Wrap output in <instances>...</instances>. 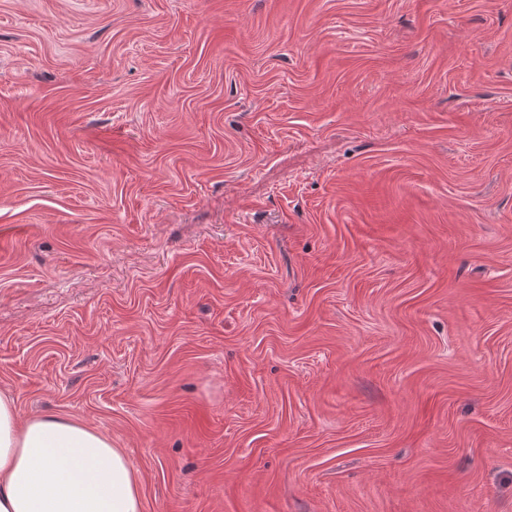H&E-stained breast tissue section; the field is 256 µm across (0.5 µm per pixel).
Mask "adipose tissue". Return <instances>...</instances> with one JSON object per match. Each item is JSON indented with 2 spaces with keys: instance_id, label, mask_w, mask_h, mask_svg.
Returning <instances> with one entry per match:
<instances>
[{
  "instance_id": "obj_1",
  "label": "adipose tissue",
  "mask_w": 512,
  "mask_h": 512,
  "mask_svg": "<svg viewBox=\"0 0 512 512\" xmlns=\"http://www.w3.org/2000/svg\"><path fill=\"white\" fill-rule=\"evenodd\" d=\"M0 512H141L138 479L122 449L75 420H19L0 393Z\"/></svg>"
}]
</instances>
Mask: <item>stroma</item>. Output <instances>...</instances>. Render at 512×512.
Wrapping results in <instances>:
<instances>
[{
  "mask_svg": "<svg viewBox=\"0 0 512 512\" xmlns=\"http://www.w3.org/2000/svg\"><path fill=\"white\" fill-rule=\"evenodd\" d=\"M0 391L142 512H512V0H0Z\"/></svg>",
  "mask_w": 512,
  "mask_h": 512,
  "instance_id": "stroma-1",
  "label": "stroma"
}]
</instances>
